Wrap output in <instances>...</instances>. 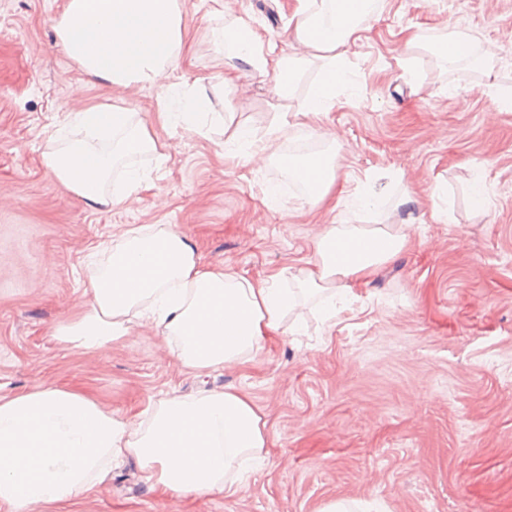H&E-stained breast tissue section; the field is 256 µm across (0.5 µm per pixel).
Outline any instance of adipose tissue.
Wrapping results in <instances>:
<instances>
[{
	"label": "adipose tissue",
	"mask_w": 512,
	"mask_h": 512,
	"mask_svg": "<svg viewBox=\"0 0 512 512\" xmlns=\"http://www.w3.org/2000/svg\"><path fill=\"white\" fill-rule=\"evenodd\" d=\"M376 16L348 0H319L303 9L293 38L303 56L270 61L246 20L212 29L229 59L273 74L275 93L288 98L308 60H323L302 104L314 116L331 110L346 86L344 49ZM65 54L96 81L151 87L178 67L185 52L182 0H66L55 20ZM477 36L451 29L428 47L440 65L471 56ZM215 103L199 84H179L157 114L165 127L196 130L198 115ZM72 129L50 136L43 163L86 205L109 208L144 176L124 171L122 187L110 190L116 163L157 150V136L123 105L89 106L71 118ZM336 153L309 162L314 182L302 203L319 205L336 188ZM418 214L406 224L421 223ZM406 224H328L316 236L304 266L252 280L223 265H203L190 241L168 224L128 230L83 283V310L53 330L73 351L101 353L142 323L175 346L191 372L237 368L253 360L267 336L287 331V316L300 299H318L322 321L336 316V292L366 283L380 265L408 246ZM292 278L296 291L277 288ZM266 421L253 400L234 388L208 389L191 397L165 394L135 418L121 420L89 395L42 383L0 397V504L10 512L65 503L102 480L114 461L130 457L150 489L174 497L236 495L238 468L263 464L268 455Z\"/></svg>",
	"instance_id": "1"
}]
</instances>
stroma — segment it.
<instances>
[{
  "label": "stroma",
  "instance_id": "1",
  "mask_svg": "<svg viewBox=\"0 0 512 512\" xmlns=\"http://www.w3.org/2000/svg\"><path fill=\"white\" fill-rule=\"evenodd\" d=\"M63 2L0 0V396L52 383L126 419L163 393L230 386L263 410L270 446L233 497L162 496L128 460L76 503L41 512H322L332 501L348 512H512V111L494 103L512 89V0H377L378 19L347 48L352 86L318 124L300 105L321 63L287 101L271 74L241 66L222 126L158 130L161 154L135 159L149 182L109 210L87 207L42 164L74 104L117 103L149 120L170 85L219 84L211 30L238 18L274 56L302 55L285 35L302 0H183L180 67L132 89L102 86L57 46ZM448 26L493 49L494 87L471 65L444 71L405 50V28L430 40ZM275 123L271 158L244 161L235 130L262 141ZM320 130L336 140L343 192L311 207L281 186L267 200L285 151ZM366 185L385 201L372 214L347 203ZM406 187L441 218L410 225L409 248L356 286L335 322L298 308L301 334L269 336L245 367L187 372L146 323L103 354L51 336L81 308L87 255L127 230L173 225L202 263L261 280L303 265L324 225L401 223Z\"/></svg>",
  "mask_w": 512,
  "mask_h": 512
}]
</instances>
